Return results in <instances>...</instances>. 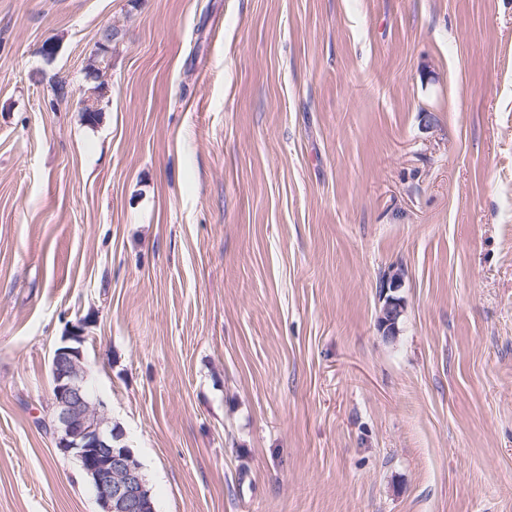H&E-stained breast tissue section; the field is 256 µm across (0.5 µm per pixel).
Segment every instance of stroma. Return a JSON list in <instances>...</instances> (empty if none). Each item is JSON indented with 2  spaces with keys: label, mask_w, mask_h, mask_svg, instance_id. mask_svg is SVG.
<instances>
[{
  "label": "stroma",
  "mask_w": 512,
  "mask_h": 512,
  "mask_svg": "<svg viewBox=\"0 0 512 512\" xmlns=\"http://www.w3.org/2000/svg\"><path fill=\"white\" fill-rule=\"evenodd\" d=\"M80 320L155 512H512V0H0V512ZM116 36V31L111 25L103 26L99 32L98 37V48L100 51L108 50L111 51L112 41ZM99 50H97L95 59L88 66V77L93 78V81H98L103 75L104 71L108 69L110 60L106 59Z\"/></svg>",
  "instance_id": "35a3bbf8"
}]
</instances>
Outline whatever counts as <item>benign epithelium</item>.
<instances>
[{
	"label": "benign epithelium",
	"instance_id": "1",
	"mask_svg": "<svg viewBox=\"0 0 512 512\" xmlns=\"http://www.w3.org/2000/svg\"><path fill=\"white\" fill-rule=\"evenodd\" d=\"M84 340L82 327L73 324L53 354L49 430L56 448L82 464L101 512H139L140 466L132 451L120 446L123 434L112 427L104 403L90 398Z\"/></svg>",
	"mask_w": 512,
	"mask_h": 512
}]
</instances>
